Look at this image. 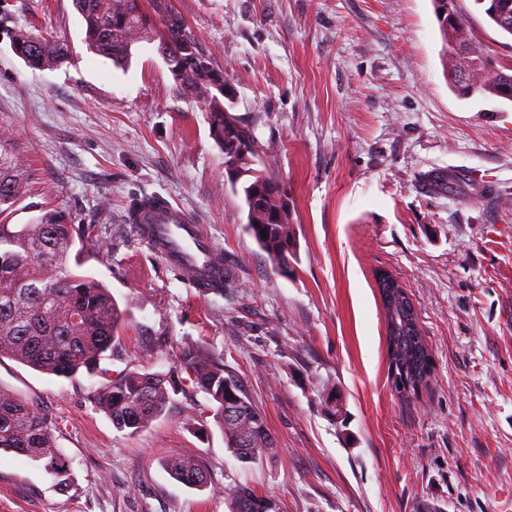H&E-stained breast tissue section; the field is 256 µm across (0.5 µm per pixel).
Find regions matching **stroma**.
<instances>
[{"mask_svg":"<svg viewBox=\"0 0 512 512\" xmlns=\"http://www.w3.org/2000/svg\"><path fill=\"white\" fill-rule=\"evenodd\" d=\"M235 91L288 197L299 262L279 275L245 231L224 154L197 101L179 94L156 44L128 69L91 53L73 0H0V129L41 208L85 231L84 272L129 321L95 376L0 359V386L38 399L69 458L65 477L0 451V512H229L246 484L278 512H512V106L450 88L432 0H170ZM474 41L512 64V39L456 0ZM68 46L52 69L12 50L18 30ZM463 175L439 193L434 172ZM495 191L477 197L481 181ZM160 196L194 212L235 277L202 294L141 241L129 204ZM105 259H98V250ZM407 289L434 367L391 390L375 283ZM223 356L278 442L239 462L192 387L135 435L93 395L126 368L168 372L180 347ZM196 457L208 484L162 458Z\"/></svg>","mask_w":512,"mask_h":512,"instance_id":"1","label":"stroma"}]
</instances>
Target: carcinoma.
Segmentation results:
<instances>
[{"instance_id":"carcinoma-1","label":"carcinoma","mask_w":512,"mask_h":512,"mask_svg":"<svg viewBox=\"0 0 512 512\" xmlns=\"http://www.w3.org/2000/svg\"><path fill=\"white\" fill-rule=\"evenodd\" d=\"M80 14L85 43L90 51L128 65L132 47L141 41H158L157 51L176 80V90L201 103L207 112L211 134L219 146L238 139L234 128L224 125L223 72H217L187 24L168 5V0H74ZM443 46L451 49L448 68L451 88L461 97L476 93L512 102L502 93L512 85V67L486 70L487 60L457 78L462 65L457 49L475 44L465 21L448 23V9L455 0H433ZM499 32L512 37V6L503 16L489 14V0H474ZM14 52L31 66L54 67L62 62L67 47L55 40L18 31ZM20 159L0 137V216H9L29 189L20 173ZM244 175L232 183L242 192L247 207V228L274 269L288 272L297 260L294 225L281 202L283 191L271 185L272 177L255 152L241 160ZM267 237H261V232ZM77 230L60 212L49 209L32 224L0 221V358L8 357L41 373L72 378L95 373L105 352L112 349L129 311L119 307L110 290L95 277L71 269L81 267L80 253H72ZM425 343L420 329L387 336L389 362L421 358ZM192 385L211 403L210 413L224 435L231 453L243 463H255L278 452L265 414L248 398L238 376L226 368L224 358L195 342L181 347L174 366L166 372L128 369L94 391L100 411L120 432L135 434L161 415L178 385ZM240 409V419L229 423L224 404ZM0 450L43 460L57 474L69 467L57 447L52 423L35 399L22 398L0 387ZM164 466L175 479L191 487L207 484V474L193 458L172 455ZM267 497L247 485L238 486L230 500V512H262Z\"/></svg>"}]
</instances>
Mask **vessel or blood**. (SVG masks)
Wrapping results in <instances>:
<instances>
[{
  "instance_id": "1",
  "label": "vessel or blood",
  "mask_w": 512,
  "mask_h": 512,
  "mask_svg": "<svg viewBox=\"0 0 512 512\" xmlns=\"http://www.w3.org/2000/svg\"><path fill=\"white\" fill-rule=\"evenodd\" d=\"M127 220L167 265L188 275L195 287H223L224 254L189 211L160 198L145 206L133 203Z\"/></svg>"
}]
</instances>
